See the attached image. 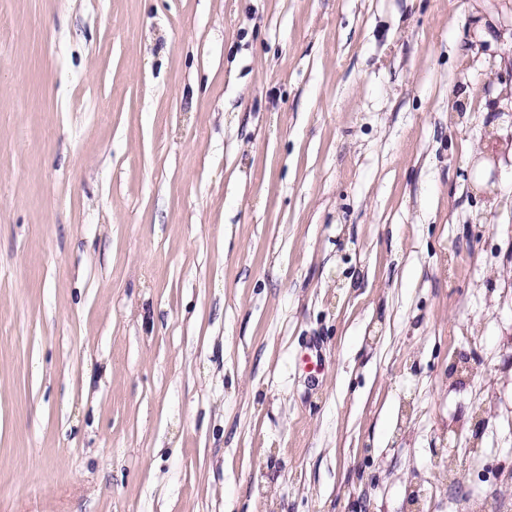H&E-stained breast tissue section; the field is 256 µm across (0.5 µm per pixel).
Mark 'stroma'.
I'll return each mask as SVG.
<instances>
[{"mask_svg":"<svg viewBox=\"0 0 512 512\" xmlns=\"http://www.w3.org/2000/svg\"><path fill=\"white\" fill-rule=\"evenodd\" d=\"M510 87L512 0H0V512H512Z\"/></svg>","mask_w":512,"mask_h":512,"instance_id":"35a3bbf8","label":"stroma"}]
</instances>
